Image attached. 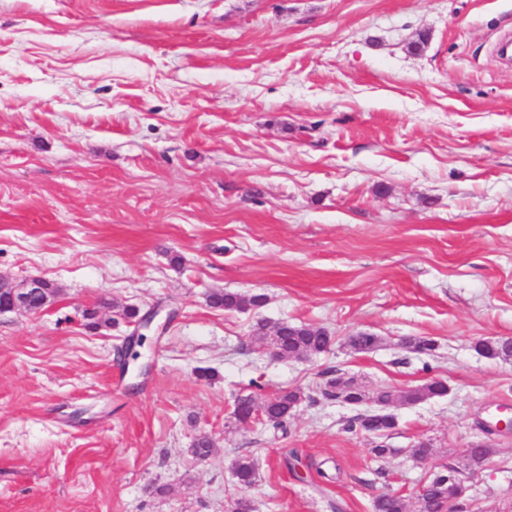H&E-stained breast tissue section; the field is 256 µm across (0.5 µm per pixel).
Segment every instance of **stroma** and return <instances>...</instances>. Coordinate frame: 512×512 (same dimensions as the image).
<instances>
[{
  "label": "stroma",
  "mask_w": 512,
  "mask_h": 512,
  "mask_svg": "<svg viewBox=\"0 0 512 512\" xmlns=\"http://www.w3.org/2000/svg\"><path fill=\"white\" fill-rule=\"evenodd\" d=\"M507 31L512 0H0V277L59 289L0 315V512H373L389 490L418 512L448 467L464 512L511 504L512 433L481 425L512 408V357L478 348L512 339ZM127 306L169 324L124 366ZM284 321L330 349L262 353ZM339 375L395 394L389 435L321 397ZM294 388L285 430L236 422L237 396ZM208 301L213 307L222 308L224 311H235L247 305H260L263 303L264 297L257 294L247 299L234 293L214 292L208 296Z\"/></svg>",
  "instance_id": "obj_1"
}]
</instances>
